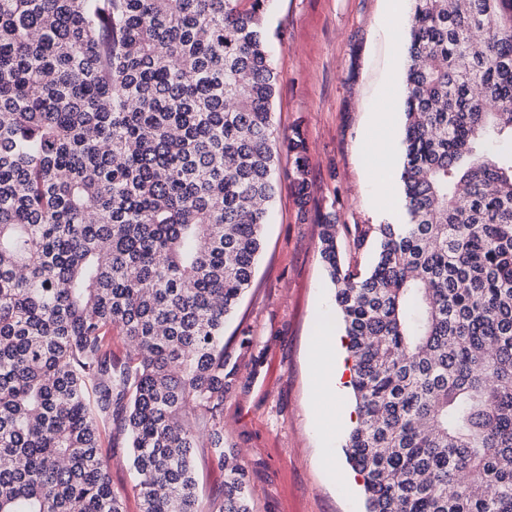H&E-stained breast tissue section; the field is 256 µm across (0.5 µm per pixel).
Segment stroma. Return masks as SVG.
Returning <instances> with one entry per match:
<instances>
[{
    "mask_svg": "<svg viewBox=\"0 0 512 512\" xmlns=\"http://www.w3.org/2000/svg\"><path fill=\"white\" fill-rule=\"evenodd\" d=\"M265 29L277 76L274 126L303 133L310 197L299 206L292 161L280 152L252 286L224 325L237 363L224 397V443L246 466L254 512H365L361 488L340 482L323 463L331 454L347 469L343 443L356 416L352 399L323 410L314 400L312 353L323 323L340 321L318 246L323 215L335 213L341 258L362 269L371 246L359 244L360 231L400 219V210L383 203L401 201L400 179L378 181L366 147L390 137L392 165L400 167L404 34L392 29L386 0H270ZM383 109L396 121L389 133L374 124ZM245 333L247 349L239 346ZM102 442L114 492L126 512H139L123 434L107 429ZM195 465L199 510L218 512L224 472L203 444Z\"/></svg>",
    "mask_w": 512,
    "mask_h": 512,
    "instance_id": "1",
    "label": "stroma"
}]
</instances>
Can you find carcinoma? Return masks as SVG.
Returning a JSON list of instances; mask_svg holds the SVG:
<instances>
[{
	"mask_svg": "<svg viewBox=\"0 0 512 512\" xmlns=\"http://www.w3.org/2000/svg\"><path fill=\"white\" fill-rule=\"evenodd\" d=\"M400 222L367 269L319 255L352 359L366 512H512V0H410ZM269 0H0V512H198L190 417L224 447V322L250 287L281 149ZM131 350L119 358L112 337ZM103 461L112 478V489L125 500L126 512H139L134 489L135 476L130 469L128 448L123 434L114 425L102 435Z\"/></svg>",
	"mask_w": 512,
	"mask_h": 512,
	"instance_id": "carcinoma-1",
	"label": "carcinoma"
}]
</instances>
